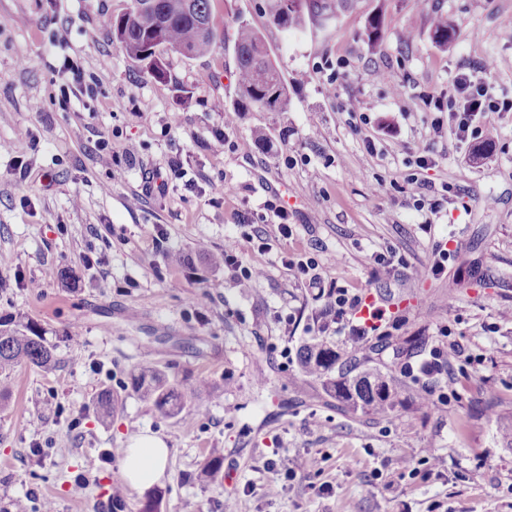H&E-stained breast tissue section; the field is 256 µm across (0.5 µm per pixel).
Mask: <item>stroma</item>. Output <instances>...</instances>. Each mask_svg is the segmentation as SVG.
I'll use <instances>...</instances> for the list:
<instances>
[{"instance_id": "obj_1", "label": "stroma", "mask_w": 512, "mask_h": 512, "mask_svg": "<svg viewBox=\"0 0 512 512\" xmlns=\"http://www.w3.org/2000/svg\"><path fill=\"white\" fill-rule=\"evenodd\" d=\"M124 4L0 0V141L16 144L0 153V319L38 324L58 359L5 381L0 512L19 499L33 512L46 502L90 512L103 485L123 480L125 450L141 435L169 450L153 486L161 512H224L228 501L236 512H512V448L502 438L512 427V112L489 113L493 135L460 145L447 133L430 138L422 102L465 67L485 69L512 97V28L501 23L512 0H440L457 28L445 50L416 0H360L329 27L292 33L270 22L264 0H216L217 29L241 13L288 94L287 111L230 122L233 48L165 52L172 79L156 80L112 40ZM379 9L385 36L371 46L366 20ZM408 26L417 37L405 45ZM55 29L67 31L65 43L51 45ZM336 58L347 68L333 82L324 64ZM75 66L96 96L73 86ZM351 98L361 117L343 112ZM102 141L114 155L108 167ZM426 153L436 165L423 174L445 195L428 230L408 189ZM278 200L287 239L270 208ZM230 243L264 271L247 287L204 258ZM390 250L401 265H377ZM286 257L314 261L322 288L377 299L379 334L353 345L321 330L326 298L294 278ZM318 335L342 358L394 377L392 416L352 412L300 373L297 351ZM452 342L465 354L448 374L404 373ZM145 360L183 394L178 417L125 390ZM201 378L210 391L198 397ZM449 379L450 400L413 401ZM105 388L119 403L104 420L94 398ZM215 455L224 481L203 484L198 473ZM401 457L415 471L387 481Z\"/></svg>"}]
</instances>
